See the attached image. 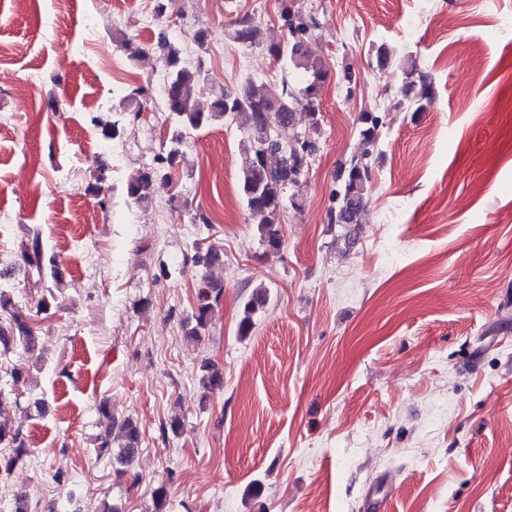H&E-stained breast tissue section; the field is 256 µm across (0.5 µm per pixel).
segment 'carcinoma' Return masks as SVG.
Wrapping results in <instances>:
<instances>
[{"mask_svg": "<svg viewBox=\"0 0 512 512\" xmlns=\"http://www.w3.org/2000/svg\"><path fill=\"white\" fill-rule=\"evenodd\" d=\"M283 29L280 37L267 38L249 17L236 22L233 40L251 47L260 46L283 64L289 72L299 77L302 86L295 88L287 80L279 85L248 81L236 92L220 90L214 94L210 105L203 107L197 100L201 82V69L188 66L182 58L181 48L174 42L159 43L161 62L169 71L167 82L166 110L171 121L172 146L160 161L167 166L178 163L182 148L189 144L190 134L209 123L228 115L243 120L247 132L244 144L245 165L239 177V189L250 219L257 224L262 241L270 251L276 253L282 245L281 216L286 200L297 205L303 178L316 151L315 142L299 139L296 132L295 114L302 110L310 117V127L318 130L320 119L315 106L328 70L322 58L314 55L308 46L309 26L294 21L291 9L283 10ZM403 98L395 102L397 107L416 105L415 111L423 108L422 101L432 95V88L425 80L410 81L402 90ZM360 132L363 150L344 162L336 173V188L332 192L335 205L328 212L331 224H359L367 203V186L371 180L369 159L380 140L381 117L373 112L362 114ZM165 180L159 171H140L126 183L127 197L143 203L150 197L156 180ZM224 294L223 286L208 276H203L197 290L195 324L186 329L185 339L190 343L201 341L202 330L208 323L209 313ZM266 286L260 284L244 300L238 322V334L247 336L255 325L258 310L269 302ZM39 336L29 321L22 316L6 293L0 291V346L8 351L10 345L21 346L34 353ZM199 385L204 393H211L224 386V374L212 362L201 364ZM99 412L110 420V431L99 437V448L111 452L112 444L119 442L112 457L120 465L119 472L126 474L138 453L139 432L129 419L122 421L112 417L108 403L98 407ZM0 476L11 472L28 456L23 433L10 423L0 419Z\"/></svg>", "mask_w": 512, "mask_h": 512, "instance_id": "obj_1", "label": "carcinoma"}]
</instances>
